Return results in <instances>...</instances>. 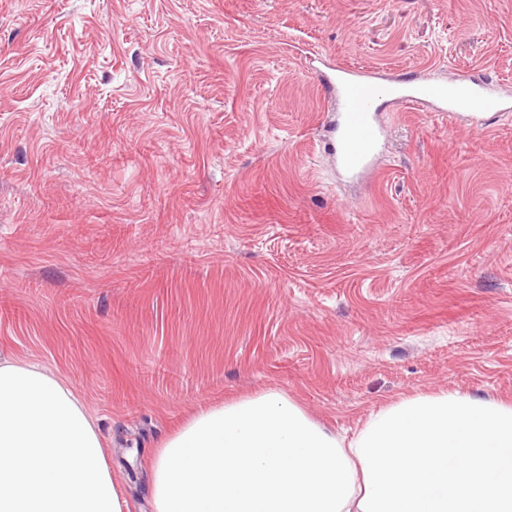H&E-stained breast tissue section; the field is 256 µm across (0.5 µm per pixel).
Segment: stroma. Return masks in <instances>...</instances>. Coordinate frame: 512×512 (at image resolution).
Instances as JSON below:
<instances>
[{"mask_svg": "<svg viewBox=\"0 0 512 512\" xmlns=\"http://www.w3.org/2000/svg\"><path fill=\"white\" fill-rule=\"evenodd\" d=\"M325 62L512 87V0H0V352L79 394L129 512L229 397L347 437L512 400V112L385 113L349 181Z\"/></svg>", "mask_w": 512, "mask_h": 512, "instance_id": "1", "label": "stroma"}]
</instances>
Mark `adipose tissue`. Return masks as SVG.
Returning a JSON list of instances; mask_svg holds the SVG:
<instances>
[{
	"mask_svg": "<svg viewBox=\"0 0 512 512\" xmlns=\"http://www.w3.org/2000/svg\"><path fill=\"white\" fill-rule=\"evenodd\" d=\"M150 474L154 512H512V402L442 390L339 437L259 393L197 412ZM0 512H127L74 389L1 354Z\"/></svg>",
	"mask_w": 512,
	"mask_h": 512,
	"instance_id": "obj_1",
	"label": "adipose tissue"
}]
</instances>
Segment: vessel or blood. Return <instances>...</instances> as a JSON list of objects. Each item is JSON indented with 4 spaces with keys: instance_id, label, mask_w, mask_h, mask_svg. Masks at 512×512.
<instances>
[{
    "instance_id": "obj_1",
    "label": "vessel or blood",
    "mask_w": 512,
    "mask_h": 512,
    "mask_svg": "<svg viewBox=\"0 0 512 512\" xmlns=\"http://www.w3.org/2000/svg\"><path fill=\"white\" fill-rule=\"evenodd\" d=\"M324 81L336 98L332 151L337 165L355 177L371 170L385 144L383 106L425 107L476 130L483 129L485 116L512 111V90L484 78L335 66Z\"/></svg>"
}]
</instances>
